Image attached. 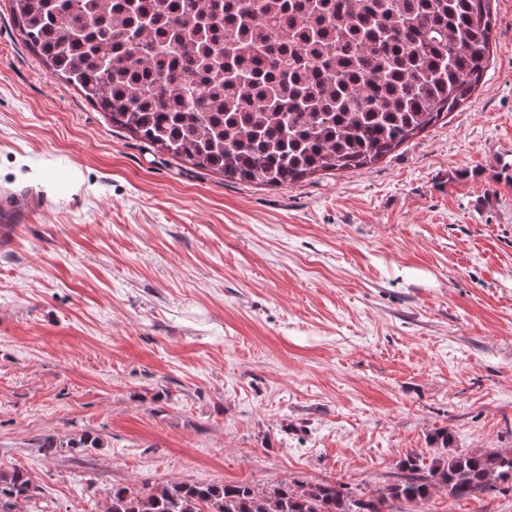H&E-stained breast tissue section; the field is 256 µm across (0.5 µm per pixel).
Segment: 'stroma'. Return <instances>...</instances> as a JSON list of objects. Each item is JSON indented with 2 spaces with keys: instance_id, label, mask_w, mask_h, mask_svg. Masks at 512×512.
<instances>
[{
  "instance_id": "obj_1",
  "label": "stroma",
  "mask_w": 512,
  "mask_h": 512,
  "mask_svg": "<svg viewBox=\"0 0 512 512\" xmlns=\"http://www.w3.org/2000/svg\"><path fill=\"white\" fill-rule=\"evenodd\" d=\"M472 97L381 163L284 187L154 152L0 0V469L112 486L396 482L431 434L512 448V0ZM102 439L45 451L46 436ZM424 512H512V492Z\"/></svg>"
}]
</instances>
